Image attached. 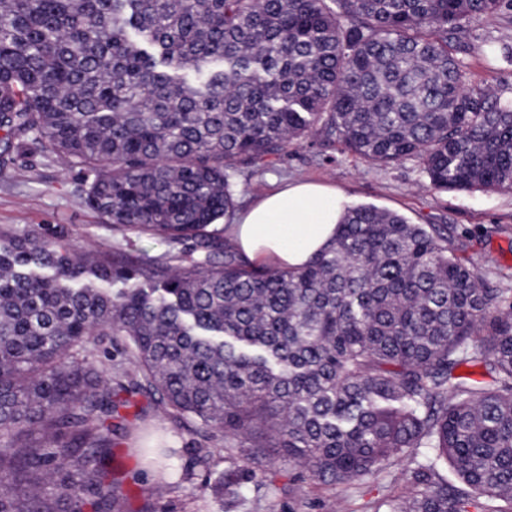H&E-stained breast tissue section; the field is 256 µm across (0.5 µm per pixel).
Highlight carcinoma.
<instances>
[{
    "label": "carcinoma",
    "instance_id": "1",
    "mask_svg": "<svg viewBox=\"0 0 512 512\" xmlns=\"http://www.w3.org/2000/svg\"><path fill=\"white\" fill-rule=\"evenodd\" d=\"M478 19L512 0H0V166L59 157L112 232L168 245L0 230V512H127L112 448L154 407L224 434L230 494L274 454L334 488L430 448L376 512H512V267L374 205L295 270L213 228L239 164L314 132L511 191L512 95L454 48ZM487 47L512 66V33Z\"/></svg>",
    "mask_w": 512,
    "mask_h": 512
}]
</instances>
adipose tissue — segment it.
Here are the masks:
<instances>
[{"mask_svg":"<svg viewBox=\"0 0 512 512\" xmlns=\"http://www.w3.org/2000/svg\"><path fill=\"white\" fill-rule=\"evenodd\" d=\"M344 208L343 194L303 182L239 213L229 234L250 262L296 269L334 240Z\"/></svg>","mask_w":512,"mask_h":512,"instance_id":"1","label":"adipose tissue"}]
</instances>
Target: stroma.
<instances>
[{
  "label": "stroma",
  "mask_w": 512,
  "mask_h": 512,
  "mask_svg": "<svg viewBox=\"0 0 512 512\" xmlns=\"http://www.w3.org/2000/svg\"><path fill=\"white\" fill-rule=\"evenodd\" d=\"M495 33L486 22L473 21L463 58L473 83L508 91L512 66L492 65L485 57V43ZM301 179L340 189L349 204H373L415 224L491 229L492 237L472 242L468 256L488 249L498 264L512 266V191L436 190L413 162L374 165L342 152L339 144L318 134L290 143L282 156L239 166L237 206L245 208ZM83 185L82 177L66 170L59 160L31 150L20 152L12 165L0 169V227L37 232L50 225L63 234H77L84 248L112 245L111 227L80 199ZM200 451L210 454V468L196 465ZM113 454L125 475L122 488L129 512H373L374 504L414 468L410 460L397 459L379 477L334 490L276 456L261 476V488L249 484L237 495H219L214 485L228 468L223 437L198 442L191 421L155 412ZM167 463L175 475L165 481L160 472Z\"/></svg>",
  "instance_id": "stroma-1"
}]
</instances>
